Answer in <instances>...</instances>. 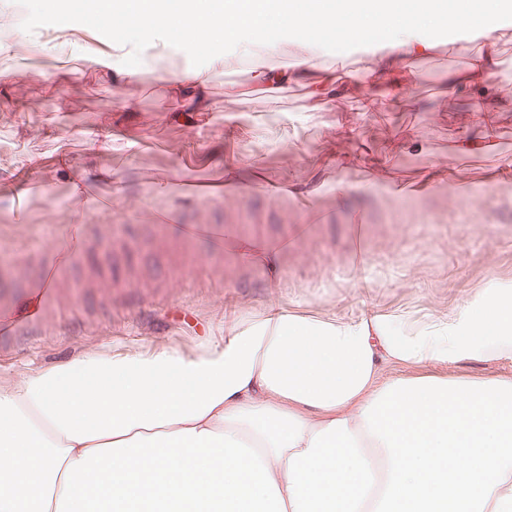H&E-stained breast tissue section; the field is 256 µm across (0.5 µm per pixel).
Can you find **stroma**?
<instances>
[{
    "label": "stroma",
    "instance_id": "stroma-1",
    "mask_svg": "<svg viewBox=\"0 0 512 512\" xmlns=\"http://www.w3.org/2000/svg\"><path fill=\"white\" fill-rule=\"evenodd\" d=\"M464 6L474 28L502 35L495 148L469 157L452 150L477 129L451 86L469 55L447 41L415 60L401 95L354 91L315 118L302 88L257 86L227 55L213 110L182 119L151 75L114 85L113 70L141 65L135 27L100 19L87 0H11L8 36L25 66L0 82V295L20 304L57 246L81 229L86 239L43 326L0 335V379L85 353L188 352L272 301L437 313L512 285V179L494 175L512 159V0ZM163 36L177 74L225 55L222 39L195 43L172 23ZM94 49L111 69L89 63ZM430 175L428 195L390 192ZM185 224L223 225L224 238L184 239ZM246 242L278 250L279 272L245 258Z\"/></svg>",
    "mask_w": 512,
    "mask_h": 512
}]
</instances>
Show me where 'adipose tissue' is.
Returning a JSON list of instances; mask_svg holds the SVG:
<instances>
[{
  "mask_svg": "<svg viewBox=\"0 0 512 512\" xmlns=\"http://www.w3.org/2000/svg\"><path fill=\"white\" fill-rule=\"evenodd\" d=\"M291 0H126L146 43L171 20L194 42L221 35L241 58L274 56L263 33ZM400 0H307L298 62L256 79L300 86L312 112L345 91L409 83L433 43L395 25L358 66H315L321 29L361 38ZM292 11V10H291ZM499 39L486 35L454 78L484 95ZM207 71L172 77L187 111L206 112ZM512 360V290L487 287L423 318L340 317L274 302L225 326L192 353H88L0 384V512H512V376L448 374L463 361Z\"/></svg>",
  "mask_w": 512,
  "mask_h": 512,
  "instance_id": "1",
  "label": "adipose tissue"
}]
</instances>
